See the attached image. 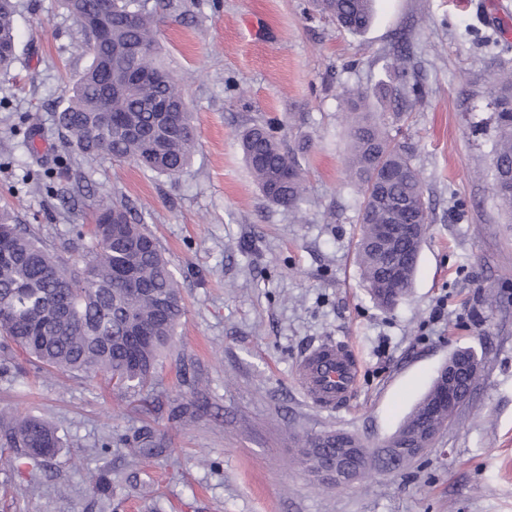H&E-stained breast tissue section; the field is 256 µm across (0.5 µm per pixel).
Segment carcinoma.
I'll return each mask as SVG.
<instances>
[{"label":"carcinoma","mask_w":512,"mask_h":512,"mask_svg":"<svg viewBox=\"0 0 512 512\" xmlns=\"http://www.w3.org/2000/svg\"><path fill=\"white\" fill-rule=\"evenodd\" d=\"M374 0H314V7L343 30L364 32L373 20ZM81 22L88 64L68 90L67 106L56 118L65 132L61 147L82 156L133 161L158 175L176 178L189 165L197 139L191 112L159 118L154 104L168 99L186 106L171 72L158 56L160 18L145 0H60ZM14 0H0V70L15 61ZM145 44L137 59L128 48ZM396 99L420 106L425 91L411 79L405 54H398ZM144 73L131 84L134 69ZM494 104L491 179L499 205L512 213V72L499 79ZM345 122L351 142L346 168L359 189L360 236L356 244L363 282L373 301L391 308L412 287L423 240L380 242L376 225L392 221L391 200L406 203L396 218L429 229L422 178L405 146L389 136L382 115L366 110L368 95L358 88ZM244 159L265 199L300 209L305 179L297 160L263 127L240 135ZM397 178L385 189L377 177ZM386 196H379V191ZM185 308L177 280L158 242L141 217L120 202H102L89 244L76 257L69 249H49L21 229L11 211L0 208V336L26 354L39 369L107 377L121 392L148 389L161 352L170 345ZM432 381L397 429L422 419L437 392ZM5 445L20 457L41 462L62 442L57 429L36 415L0 411ZM137 457L149 460L163 449L149 432L139 436ZM336 434L304 439L302 448H331Z\"/></svg>","instance_id":"obj_1"}]
</instances>
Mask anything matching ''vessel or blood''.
Instances as JSON below:
<instances>
[{
  "instance_id": "vessel-or-blood-1",
  "label": "vessel or blood",
  "mask_w": 512,
  "mask_h": 512,
  "mask_svg": "<svg viewBox=\"0 0 512 512\" xmlns=\"http://www.w3.org/2000/svg\"><path fill=\"white\" fill-rule=\"evenodd\" d=\"M360 362L345 343L324 340L299 359L295 377L304 394L319 407L336 410L351 399L360 378Z\"/></svg>"
}]
</instances>
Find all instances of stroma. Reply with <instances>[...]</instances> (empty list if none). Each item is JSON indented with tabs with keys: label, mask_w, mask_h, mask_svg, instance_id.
Segmentation results:
<instances>
[{
	"label": "stroma",
	"mask_w": 512,
	"mask_h": 512,
	"mask_svg": "<svg viewBox=\"0 0 512 512\" xmlns=\"http://www.w3.org/2000/svg\"><path fill=\"white\" fill-rule=\"evenodd\" d=\"M15 2L16 59L0 71V206L47 245L79 248L99 201L124 199L169 260L185 315L135 396L99 375L36 371L0 347L11 363L0 409L47 419L63 441L50 465H0V512H104L87 481L102 469L115 512H512V219L490 177L512 0H378L361 35L312 0H149L197 131L175 179L61 151L56 115L88 62L81 28L57 0ZM401 35L427 104L387 127L412 150L431 223L408 296L385 311L356 262L362 198L346 173L343 114L354 86L382 108ZM28 113L39 118L30 145L13 130ZM254 124L306 170L300 210L263 197L239 148ZM36 178L46 192L28 190ZM75 183L81 195H58ZM324 339L352 345L362 363L352 401L335 411L294 378L302 351ZM459 348L480 361L471 401L407 468L336 490L297 462L306 435L343 430L378 446ZM146 431L164 452L143 466L133 450Z\"/></svg>",
	"instance_id": "1"
}]
</instances>
